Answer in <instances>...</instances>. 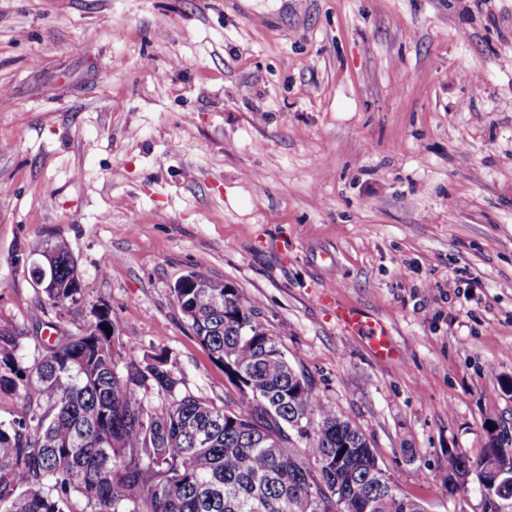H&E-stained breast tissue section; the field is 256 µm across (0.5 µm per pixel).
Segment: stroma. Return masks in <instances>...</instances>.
<instances>
[{
  "label": "stroma",
  "mask_w": 512,
  "mask_h": 512,
  "mask_svg": "<svg viewBox=\"0 0 512 512\" xmlns=\"http://www.w3.org/2000/svg\"><path fill=\"white\" fill-rule=\"evenodd\" d=\"M55 237L68 312L32 272ZM198 266L401 494L481 512L437 477L512 446V0H0V336L34 362L103 301L176 394L231 403L173 296ZM40 249H48L54 255L55 261L53 278L52 281H47L46 288H42L46 278V271L42 265L47 262L52 266L53 256L48 251L39 252V259L33 263L34 267L40 266L43 270V277L36 283L37 287L41 288L44 296L41 302L63 310L73 303L82 300V281L77 280L76 285L78 288H70L72 282L71 274L76 269V262L68 242L64 239L50 240L42 244ZM334 314L337 324L344 331L361 336L381 359L394 356L388 332L380 321L365 317L356 309L339 303H336ZM499 448H489L488 443L482 448L479 455L473 457L467 451L459 449L454 453H448V470L454 472L463 470V473L456 475L453 480L448 481L447 487L443 486V489L448 490V497H456L464 488L468 487L471 473L473 472L474 479L482 474L484 462L490 451L497 450L500 454H504L505 451L512 453V448H503L502 445L497 444ZM467 472V473H466Z\"/></svg>",
  "instance_id": "obj_1"
}]
</instances>
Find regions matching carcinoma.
Masks as SVG:
<instances>
[{
	"instance_id": "1",
	"label": "carcinoma",
	"mask_w": 512,
	"mask_h": 512,
	"mask_svg": "<svg viewBox=\"0 0 512 512\" xmlns=\"http://www.w3.org/2000/svg\"><path fill=\"white\" fill-rule=\"evenodd\" d=\"M41 248L55 261L42 303L62 310L82 300L68 242ZM186 277L200 284L173 288L188 325L216 363L244 374L248 393L235 411L173 395L166 361H135L138 347L109 306L45 344L31 365L2 336L0 392L21 409L0 419V512H330L338 500L345 512H425L362 447L357 426L308 380L290 385L288 357L251 300L210 287L220 280L203 268ZM150 389L160 404H145ZM272 434L278 445L268 448ZM490 451L456 450L448 469L477 478Z\"/></svg>"
}]
</instances>
